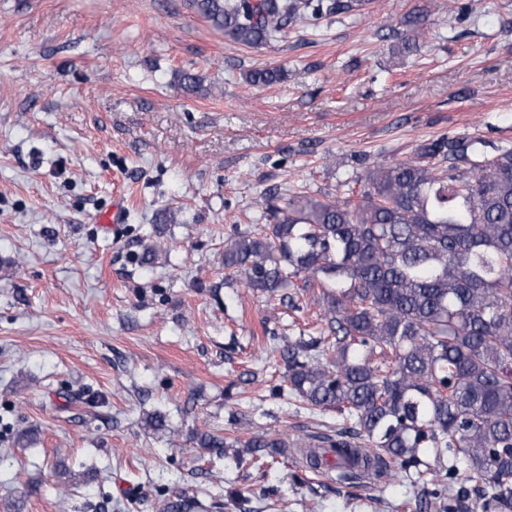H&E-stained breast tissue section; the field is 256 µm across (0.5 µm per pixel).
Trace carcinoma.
<instances>
[{"instance_id":"1","label":"carcinoma","mask_w":512,"mask_h":512,"mask_svg":"<svg viewBox=\"0 0 512 512\" xmlns=\"http://www.w3.org/2000/svg\"><path fill=\"white\" fill-rule=\"evenodd\" d=\"M224 37L261 48L300 20L356 13L361 0H187ZM398 51L428 26L411 11ZM282 67L250 71L270 86ZM443 134L391 162L358 158L357 197H280L273 223L224 249V280L268 298L319 289L325 327L283 352L284 382L345 417L311 444L314 468L413 467L436 512H512V147ZM254 436L245 447L285 448ZM465 464L453 491L422 461Z\"/></svg>"}]
</instances>
